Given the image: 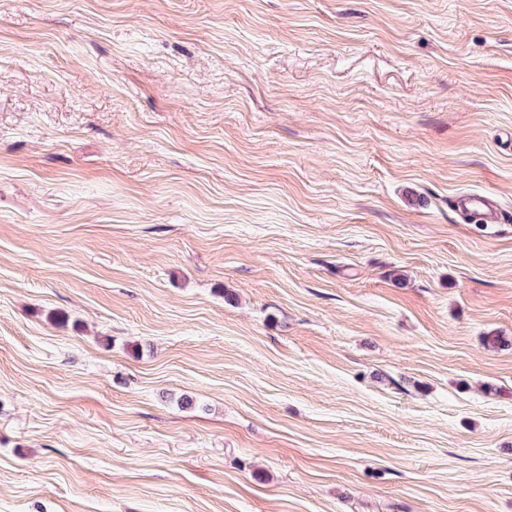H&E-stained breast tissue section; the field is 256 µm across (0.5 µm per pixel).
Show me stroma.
I'll return each instance as SVG.
<instances>
[{
  "mask_svg": "<svg viewBox=\"0 0 512 512\" xmlns=\"http://www.w3.org/2000/svg\"><path fill=\"white\" fill-rule=\"evenodd\" d=\"M0 512H512V0H0ZM456 203L458 208L463 211L485 216L490 224H496L502 218L501 212L484 195H461L456 197Z\"/></svg>",
  "mask_w": 512,
  "mask_h": 512,
  "instance_id": "obj_1",
  "label": "stroma"
}]
</instances>
